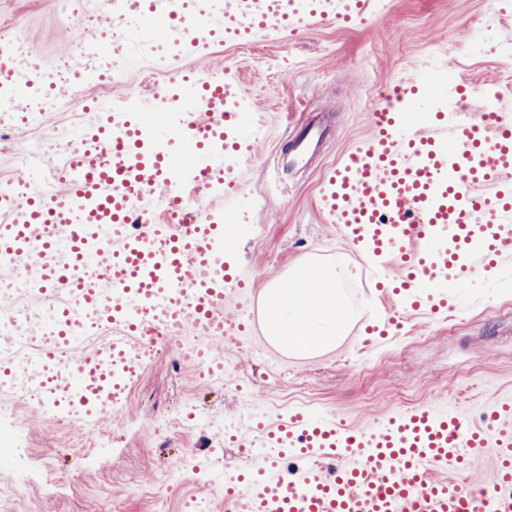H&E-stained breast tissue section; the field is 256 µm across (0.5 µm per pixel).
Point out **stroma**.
Returning a JSON list of instances; mask_svg holds the SVG:
<instances>
[{
    "label": "stroma",
    "mask_w": 512,
    "mask_h": 512,
    "mask_svg": "<svg viewBox=\"0 0 512 512\" xmlns=\"http://www.w3.org/2000/svg\"><path fill=\"white\" fill-rule=\"evenodd\" d=\"M79 4L61 10L57 0H0V37L25 34L47 66L66 52L61 30L81 27ZM440 44L444 62L464 73L480 105L504 70H512V0H377L364 25H312L280 38L257 37L213 44L177 62L154 57L113 85L117 97L159 87L173 70L198 75L230 72L247 104L261 114L251 131L253 156L229 164L238 190L223 210L235 214L236 250L229 261L257 291L300 264L343 260L356 277L344 288L352 310L349 334L312 355L284 352L263 329L213 345L228 370L222 383L197 378V364L172 368L162 352L144 363L123 404L112 407L98 429L105 447L83 455L68 427L45 422L33 408L14 427L13 472L26 473L29 451L46 455L48 471L20 495L0 497V512H225L220 484H199L191 473L167 475L186 454L216 466L242 469L254 462L221 438L218 420L233 421L252 440L241 402L277 424L302 409L339 423L366 427L398 409L457 404L470 416L483 413L497 394H512V280L462 297L455 323L427 315L405 319L382 344L368 327L384 323L395 308L375 300L372 262L357 254L323 210L325 172L343 152L370 134L371 111L383 84L416 72L431 75L428 55ZM331 107L329 132L309 168L284 174L272 156L302 124ZM214 419L199 427L198 417Z\"/></svg>",
    "instance_id": "1"
}]
</instances>
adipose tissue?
Masks as SVG:
<instances>
[{
    "instance_id": "1",
    "label": "adipose tissue",
    "mask_w": 512,
    "mask_h": 512,
    "mask_svg": "<svg viewBox=\"0 0 512 512\" xmlns=\"http://www.w3.org/2000/svg\"><path fill=\"white\" fill-rule=\"evenodd\" d=\"M349 276L343 263L319 270L315 287L288 280L268 288L265 295L266 332L283 350L320 351L345 333L351 312L340 288Z\"/></svg>"
}]
</instances>
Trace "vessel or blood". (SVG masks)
I'll list each match as a JSON object with an SVG mask.
<instances>
[{
  "label": "vessel or blood",
  "mask_w": 512,
  "mask_h": 512,
  "mask_svg": "<svg viewBox=\"0 0 512 512\" xmlns=\"http://www.w3.org/2000/svg\"><path fill=\"white\" fill-rule=\"evenodd\" d=\"M374 0H250L248 12L224 8V30L240 38L287 33L326 20L365 23ZM188 48L208 47L213 30L184 20ZM232 80L180 82L178 125H170L152 100L137 96L127 112L89 127L104 137L119 161L112 169L74 168L55 207L41 199L0 208V268L38 259L40 290L74 297L85 313L120 323L124 336L93 347L78 346L76 321L57 310L41 357L65 353L60 374L72 407L95 416L109 410L117 381L115 361L139 372L143 361L131 346L145 311L158 313L170 329L202 335L198 352L215 371L224 361L210 346L244 324L215 319L231 287H244L226 257L234 241L221 224L200 221L187 233L153 224L134 236L127 217L134 200L163 189L171 203L180 196L176 174L197 182L219 179L223 154L213 140L239 132L240 112L224 110L204 123L202 107L231 95ZM430 90L407 75L386 85L371 114V133L350 147L328 172L322 206L357 252L388 270L386 297L410 314L448 309V291L476 282L512 277V115L496 108L479 113L429 110ZM163 147L145 150L142 125ZM325 120L304 127L280 149L288 170L308 165L327 132ZM112 262V293L90 287L86 272L100 259ZM36 371L0 361V382L35 385ZM265 453L249 477L224 484V502L235 512H512V396L495 398L481 423L438 405L393 412L367 427L310 420L302 410L274 427L257 423ZM491 457L487 487L466 489L449 473Z\"/></svg>",
  "instance_id": "b4317fda"
}]
</instances>
